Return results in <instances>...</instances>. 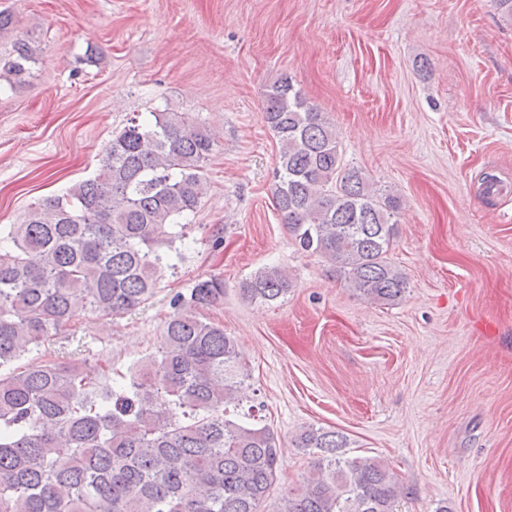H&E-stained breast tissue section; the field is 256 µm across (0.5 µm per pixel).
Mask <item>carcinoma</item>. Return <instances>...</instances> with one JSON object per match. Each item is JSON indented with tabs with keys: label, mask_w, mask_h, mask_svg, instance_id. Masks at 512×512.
Listing matches in <instances>:
<instances>
[{
	"label": "carcinoma",
	"mask_w": 512,
	"mask_h": 512,
	"mask_svg": "<svg viewBox=\"0 0 512 512\" xmlns=\"http://www.w3.org/2000/svg\"><path fill=\"white\" fill-rule=\"evenodd\" d=\"M14 42L8 72L29 73ZM264 121L278 141L272 199L288 234L356 295L390 304L407 278L390 253L402 199L343 163L336 130L286 76L266 87ZM215 139L183 112L132 119L96 175L0 227V512H261L282 455L274 431L238 411L249 378L236 341L202 310L224 281L200 279L170 301L160 354L119 386L87 362H14L87 313H127L149 300L178 218L207 194ZM295 282L280 266L242 281L250 302ZM295 446L311 469L277 512H396L410 494L390 465L347 456V436L309 427Z\"/></svg>",
	"instance_id": "obj_1"
}]
</instances>
